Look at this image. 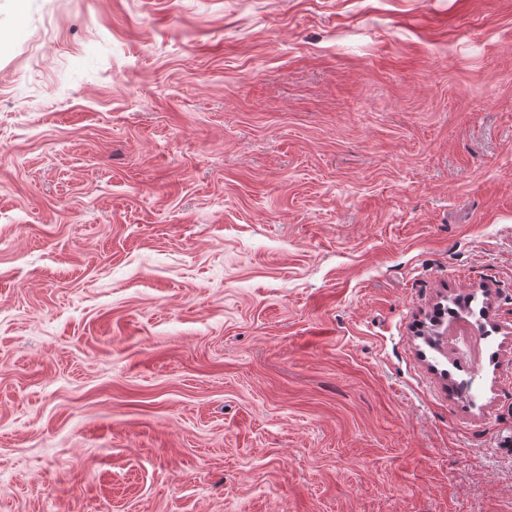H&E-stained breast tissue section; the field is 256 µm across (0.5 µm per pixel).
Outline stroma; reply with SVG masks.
<instances>
[{
	"mask_svg": "<svg viewBox=\"0 0 512 512\" xmlns=\"http://www.w3.org/2000/svg\"><path fill=\"white\" fill-rule=\"evenodd\" d=\"M0 144V512H512V0H0Z\"/></svg>",
	"mask_w": 512,
	"mask_h": 512,
	"instance_id": "obj_1",
	"label": "stroma"
}]
</instances>
